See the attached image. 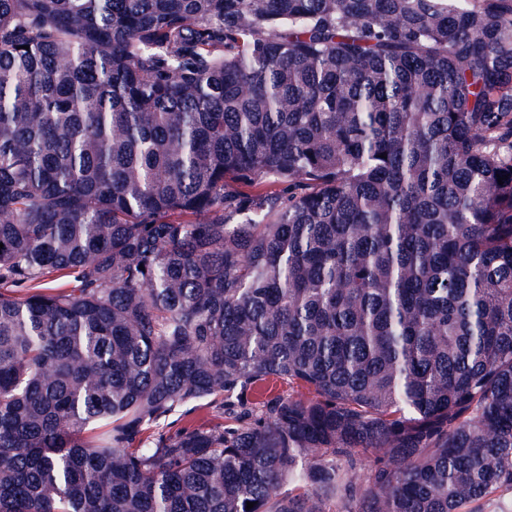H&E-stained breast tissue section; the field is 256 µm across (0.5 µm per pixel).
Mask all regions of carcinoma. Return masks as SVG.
I'll use <instances>...</instances> for the list:
<instances>
[{
    "label": "carcinoma",
    "instance_id": "obj_1",
    "mask_svg": "<svg viewBox=\"0 0 512 512\" xmlns=\"http://www.w3.org/2000/svg\"><path fill=\"white\" fill-rule=\"evenodd\" d=\"M0 243V512L512 490V0H0ZM169 422L172 423L168 425L167 429L173 432L184 427L213 424L217 420L208 409H197L185 415H176Z\"/></svg>",
    "mask_w": 512,
    "mask_h": 512
}]
</instances>
